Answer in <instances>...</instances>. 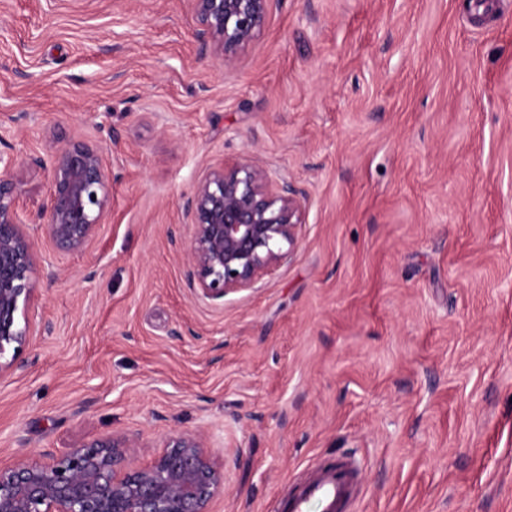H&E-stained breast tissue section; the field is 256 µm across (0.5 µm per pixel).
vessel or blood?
<instances>
[{
    "instance_id": "obj_1",
    "label": "vessel or blood",
    "mask_w": 512,
    "mask_h": 512,
    "mask_svg": "<svg viewBox=\"0 0 512 512\" xmlns=\"http://www.w3.org/2000/svg\"><path fill=\"white\" fill-rule=\"evenodd\" d=\"M360 467L349 457H339L321 464L289 491L283 512H306L310 502H317L322 512H348L359 494Z\"/></svg>"
}]
</instances>
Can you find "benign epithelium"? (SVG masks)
Wrapping results in <instances>:
<instances>
[{"label": "benign epithelium", "mask_w": 512, "mask_h": 512, "mask_svg": "<svg viewBox=\"0 0 512 512\" xmlns=\"http://www.w3.org/2000/svg\"><path fill=\"white\" fill-rule=\"evenodd\" d=\"M190 2L202 50L232 68L277 0ZM50 182L41 222L30 229L18 214V183L0 178V375L29 338L20 312L36 291V233L62 252L81 250L110 204L104 150L85 141L61 147ZM302 211L290 182L272 181L250 154L211 168L186 204L190 285L211 299L252 288L295 250ZM135 447L112 434L46 460L23 455L0 466V512H211L224 466L202 434L175 433L149 463L129 470Z\"/></svg>", "instance_id": "1"}]
</instances>
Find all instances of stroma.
<instances>
[{
    "label": "stroma",
    "instance_id": "stroma-1",
    "mask_svg": "<svg viewBox=\"0 0 512 512\" xmlns=\"http://www.w3.org/2000/svg\"><path fill=\"white\" fill-rule=\"evenodd\" d=\"M103 148L93 240L40 239L0 377V464L202 433L212 512H277L361 460L353 512H512V0H279L235 69L188 0H0L1 173L38 221L66 140ZM303 200L251 289L189 285L184 205L244 154Z\"/></svg>",
    "mask_w": 512,
    "mask_h": 512
}]
</instances>
